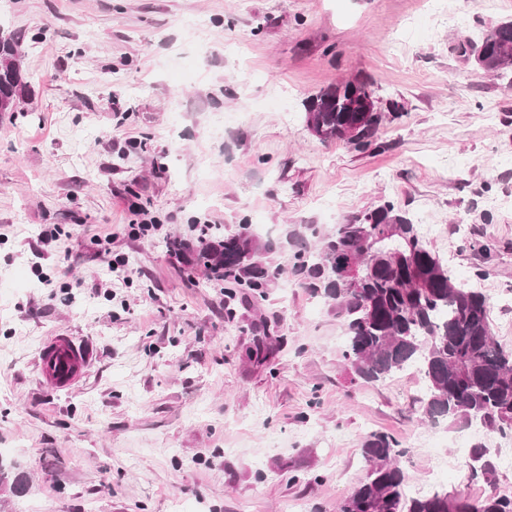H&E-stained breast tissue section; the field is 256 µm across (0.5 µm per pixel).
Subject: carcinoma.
Instances as JSON below:
<instances>
[{
	"mask_svg": "<svg viewBox=\"0 0 512 512\" xmlns=\"http://www.w3.org/2000/svg\"><path fill=\"white\" fill-rule=\"evenodd\" d=\"M21 35L5 34L0 44V102L10 110L26 87L15 62ZM461 56L474 69L512 76V21L488 33L459 40ZM307 128L323 141L363 149L382 121L380 112H355L349 83L338 82L304 103ZM293 270L308 287L336 308L346 326L343 359L357 379L376 384L416 369L424 384L421 415L431 424L480 426L492 437H512V349L492 334V303L481 289L456 282L447 264L432 251L418 225L392 202L357 215L327 232L289 235ZM174 248L195 255L209 269L224 270L232 288H248L263 299L265 288L284 269L263 261L270 246L248 228ZM352 275H336V263ZM366 475L339 506V512H467L468 485L481 480L490 490L480 500L485 512H512V494L496 489L497 465L483 443L471 449L472 464L453 492L405 493L406 450L390 435L372 432L362 441ZM26 477L0 463V487L15 492Z\"/></svg>",
	"mask_w": 512,
	"mask_h": 512,
	"instance_id": "1",
	"label": "carcinoma"
}]
</instances>
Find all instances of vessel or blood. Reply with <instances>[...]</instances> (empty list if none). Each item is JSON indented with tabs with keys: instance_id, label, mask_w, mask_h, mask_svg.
<instances>
[{
	"instance_id": "obj_1",
	"label": "vessel or blood",
	"mask_w": 512,
	"mask_h": 512,
	"mask_svg": "<svg viewBox=\"0 0 512 512\" xmlns=\"http://www.w3.org/2000/svg\"><path fill=\"white\" fill-rule=\"evenodd\" d=\"M93 359L88 343L67 335L51 337L38 353L37 368L43 385L68 389L84 377Z\"/></svg>"
}]
</instances>
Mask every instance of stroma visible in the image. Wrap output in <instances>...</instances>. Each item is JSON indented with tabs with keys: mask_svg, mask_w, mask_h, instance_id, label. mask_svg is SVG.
I'll return each instance as SVG.
<instances>
[{
	"mask_svg": "<svg viewBox=\"0 0 512 512\" xmlns=\"http://www.w3.org/2000/svg\"><path fill=\"white\" fill-rule=\"evenodd\" d=\"M457 7L459 27L426 0H0L29 81L0 114V460L29 487L0 512H337L372 432L408 449V484L456 488L480 429L411 447L428 428L417 376L353 380L342 318L297 277L229 302L170 243L247 224L286 267L289 232L391 201L439 226L429 247L494 296L512 348V204L492 205L512 196V88L456 50L512 0ZM354 78L384 115L364 150L303 118ZM154 217L156 238L128 233ZM42 225L59 237L37 242ZM58 334L93 348L66 390L36 368ZM266 334L273 356L248 361Z\"/></svg>",
	"mask_w": 512,
	"mask_h": 512,
	"instance_id": "stroma-1",
	"label": "stroma"
}]
</instances>
